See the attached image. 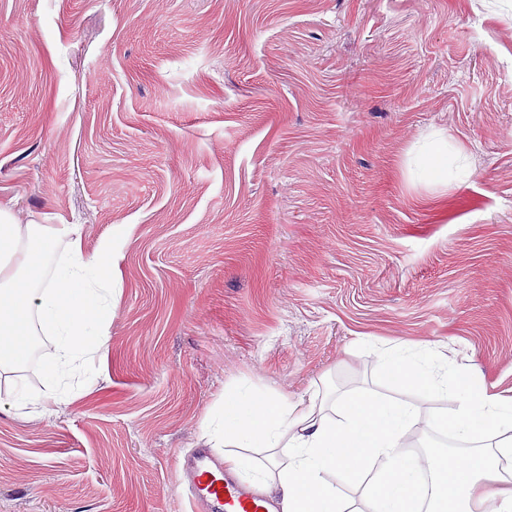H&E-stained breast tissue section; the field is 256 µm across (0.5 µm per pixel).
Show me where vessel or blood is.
Here are the masks:
<instances>
[{
  "mask_svg": "<svg viewBox=\"0 0 512 512\" xmlns=\"http://www.w3.org/2000/svg\"><path fill=\"white\" fill-rule=\"evenodd\" d=\"M184 492L192 507L206 512H270L266 499L228 476L222 457L197 448L183 462Z\"/></svg>",
  "mask_w": 512,
  "mask_h": 512,
  "instance_id": "obj_1",
  "label": "vessel or blood"
}]
</instances>
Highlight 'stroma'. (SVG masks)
<instances>
[{
  "label": "stroma",
  "instance_id": "1",
  "mask_svg": "<svg viewBox=\"0 0 512 512\" xmlns=\"http://www.w3.org/2000/svg\"><path fill=\"white\" fill-rule=\"evenodd\" d=\"M447 166L431 173L434 160ZM0 209L120 256L101 362L0 372V512H191L227 396H512V0H0Z\"/></svg>",
  "mask_w": 512,
  "mask_h": 512
}]
</instances>
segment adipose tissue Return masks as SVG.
<instances>
[{
    "label": "adipose tissue",
    "mask_w": 512,
    "mask_h": 512,
    "mask_svg": "<svg viewBox=\"0 0 512 512\" xmlns=\"http://www.w3.org/2000/svg\"><path fill=\"white\" fill-rule=\"evenodd\" d=\"M66 240L65 260L46 271L42 256ZM113 259L111 248L84 258L74 224H18L0 210V369L25 362L35 329L52 336L55 381L60 367L93 361L107 343L104 304L97 286ZM405 386L453 393L455 438L474 445L457 457L453 472L445 459L408 457L402 441L426 414L423 405L388 401L363 390L340 402L313 393L288 399L228 397L224 400V467L255 492L278 497L281 512H361L332 481L345 475L364 486L370 512H475L494 501V512H512V398L454 389L448 357L416 354L395 346L379 355ZM429 415V414H426ZM434 426L443 416L429 415ZM288 451L286 464L257 468L253 451ZM431 476L427 502L415 493L421 470Z\"/></svg>",
    "instance_id": "adipose-tissue-1"
}]
</instances>
